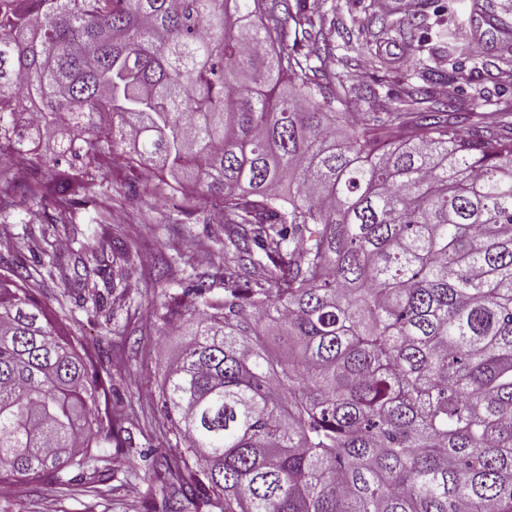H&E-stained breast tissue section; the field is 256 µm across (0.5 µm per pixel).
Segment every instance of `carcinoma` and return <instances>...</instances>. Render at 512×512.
I'll use <instances>...</instances> for the list:
<instances>
[{"label":"carcinoma","instance_id":"obj_1","mask_svg":"<svg viewBox=\"0 0 512 512\" xmlns=\"http://www.w3.org/2000/svg\"><path fill=\"white\" fill-rule=\"evenodd\" d=\"M323 7L0 0V214L74 224L75 162L109 181L123 155L223 215L224 294L198 281L158 313L185 339L165 473L192 470L212 512H512V127L459 134L422 85L383 117L336 111ZM439 38L454 71L466 38ZM27 282L0 274V476L62 483L125 441Z\"/></svg>","mask_w":512,"mask_h":512}]
</instances>
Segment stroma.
I'll return each instance as SVG.
<instances>
[{"label":"stroma","instance_id":"1","mask_svg":"<svg viewBox=\"0 0 512 512\" xmlns=\"http://www.w3.org/2000/svg\"><path fill=\"white\" fill-rule=\"evenodd\" d=\"M369 0H327L325 18L317 24L320 38L336 47L334 59L322 63L318 81L324 91L344 88L353 112H390L398 98L420 84L424 70H435L439 58L430 50L414 51L387 39L382 21L367 9ZM420 0L406 12L402 0H383L384 21L410 25L413 40L433 37L439 25H459L471 32L478 52L460 58L461 78L437 76L429 82L432 111H451L457 126L470 117L496 128L512 123V68L501 60L498 24L512 28V0ZM375 42L386 67L364 65L357 50ZM132 172L122 161L112 164V182L92 184L102 223L88 214L58 234L46 235L41 213L16 210L0 217V274L20 270L30 275L37 295L71 328L101 373L112 378L110 419L122 429L125 450L92 449L82 469H68L71 483H27L0 480V512H162L163 500L177 502L182 512H207L190 486L165 479L162 463L147 466L144 454L168 445L167 422L158 401L166 365L180 344L155 315L156 307L181 294L190 282L204 280L216 293L224 291V226L207 205L184 215L180 193L157 194L148 204L130 194ZM49 240L63 262L78 265L91 250L120 240L132 262L114 256L107 269L113 289L103 290V309H96L92 289L64 293L46 272L42 240Z\"/></svg>","mask_w":512,"mask_h":512}]
</instances>
